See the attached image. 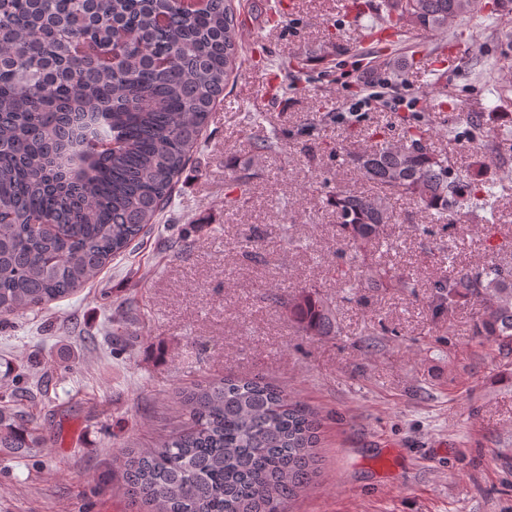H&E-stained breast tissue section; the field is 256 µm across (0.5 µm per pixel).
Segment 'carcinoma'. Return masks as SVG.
<instances>
[{
  "label": "carcinoma",
  "mask_w": 512,
  "mask_h": 512,
  "mask_svg": "<svg viewBox=\"0 0 512 512\" xmlns=\"http://www.w3.org/2000/svg\"><path fill=\"white\" fill-rule=\"evenodd\" d=\"M383 22L437 31L478 0H384ZM233 0H0V321L67 299L163 218L224 87L241 67ZM379 143L356 159L370 194L336 187L327 204L370 280L403 275L369 260L402 197L436 224L497 195L450 178L423 142ZM432 312L478 306L472 335L512 353V270L457 271L433 284ZM309 336L336 328L313 291L286 302ZM0 392V448H37L28 416ZM183 420L153 448L118 455L129 498L152 512H287L317 474L316 415L261 378L231 374L181 391Z\"/></svg>",
  "instance_id": "carcinoma-1"
}]
</instances>
